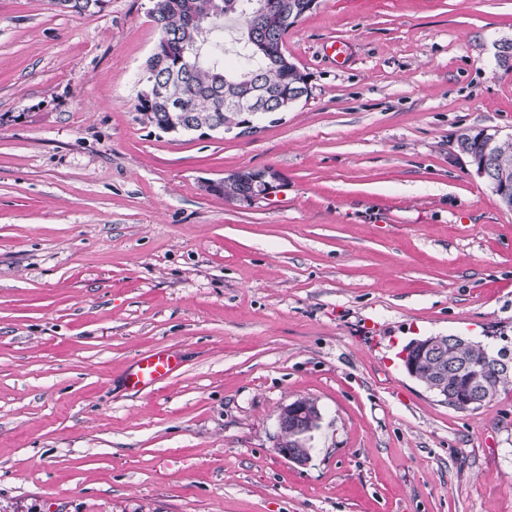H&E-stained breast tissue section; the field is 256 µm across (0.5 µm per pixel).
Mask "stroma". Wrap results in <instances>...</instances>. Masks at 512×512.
Listing matches in <instances>:
<instances>
[{"label": "stroma", "instance_id": "35a3bbf8", "mask_svg": "<svg viewBox=\"0 0 512 512\" xmlns=\"http://www.w3.org/2000/svg\"><path fill=\"white\" fill-rule=\"evenodd\" d=\"M150 6L0 0V512H512V391L458 410L398 358L512 337V210L456 147L512 137V0H319L308 96L224 138L140 122ZM155 348L181 368L129 391ZM242 179L247 183V192L242 201L251 203L266 197L272 190L273 183L281 180V175L278 171L271 169L262 175L251 177L242 175ZM322 415L317 403L307 398H297L284 405L278 416L281 438L277 449L287 460L304 465L311 449L307 446L311 434L318 429Z\"/></svg>", "mask_w": 512, "mask_h": 512}]
</instances>
